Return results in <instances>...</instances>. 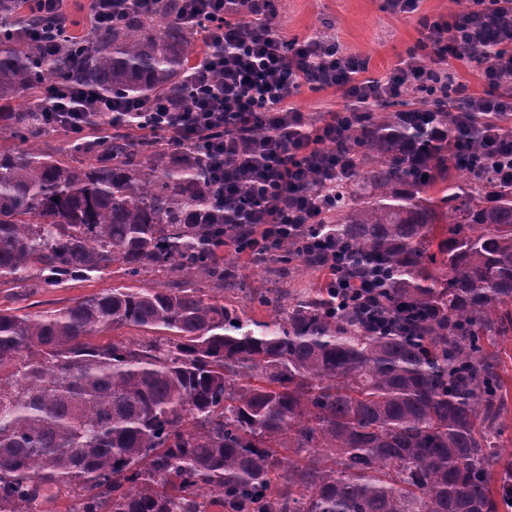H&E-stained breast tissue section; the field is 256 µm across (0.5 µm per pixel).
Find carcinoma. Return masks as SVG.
I'll return each instance as SVG.
<instances>
[{
  "mask_svg": "<svg viewBox=\"0 0 512 512\" xmlns=\"http://www.w3.org/2000/svg\"><path fill=\"white\" fill-rule=\"evenodd\" d=\"M30 0H0V121L25 146L0 151V287L121 284L62 309H0V512H500L512 453L498 338L512 333V186L468 179L470 158L423 126L378 112L349 144L321 233L354 272L381 274L393 316L326 288L259 321L202 284L240 291L217 259L214 187L202 150L136 142L91 114L97 137L40 152L56 82L184 112L195 31L179 0L127 12L91 37ZM54 40L45 50L33 35ZM24 99L22 108L13 102ZM278 264L306 257L273 247ZM178 277L141 288L147 270ZM134 327L133 343L99 335ZM286 448L288 483L275 477Z\"/></svg>",
  "mask_w": 512,
  "mask_h": 512,
  "instance_id": "carcinoma-1",
  "label": "carcinoma"
}]
</instances>
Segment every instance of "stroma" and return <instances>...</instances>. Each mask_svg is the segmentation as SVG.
<instances>
[{
  "label": "stroma",
  "instance_id": "1",
  "mask_svg": "<svg viewBox=\"0 0 512 512\" xmlns=\"http://www.w3.org/2000/svg\"><path fill=\"white\" fill-rule=\"evenodd\" d=\"M424 15L451 17L449 0H419L416 12L404 15L389 13L384 0H279L275 23L278 32L290 39L303 40L316 32L335 39L344 54L367 61L368 77L381 79L416 45ZM290 104L315 122L349 106L339 88L310 85L302 86ZM240 274L249 294L230 293L226 299L259 320L267 317L259 303L261 295L290 298L324 281L323 273L301 264L285 270L255 257L244 260ZM111 285V277L106 276L74 281L64 288H0V308L19 307L38 314L71 305Z\"/></svg>",
  "mask_w": 512,
  "mask_h": 512
}]
</instances>
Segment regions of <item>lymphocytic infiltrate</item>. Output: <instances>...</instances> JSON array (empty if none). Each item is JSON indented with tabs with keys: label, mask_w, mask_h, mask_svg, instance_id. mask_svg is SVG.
Instances as JSON below:
<instances>
[{
	"label": "lymphocytic infiltrate",
	"mask_w": 512,
	"mask_h": 512,
	"mask_svg": "<svg viewBox=\"0 0 512 512\" xmlns=\"http://www.w3.org/2000/svg\"><path fill=\"white\" fill-rule=\"evenodd\" d=\"M184 18L198 28L207 51L188 76L190 109L153 112L150 103L99 96L90 88L59 83L47 87L49 125L84 134L85 112L107 115L113 125L130 115L147 117L137 129L145 136L169 131L180 147L205 143L218 195L214 210L228 224H249L248 248L267 254L281 241L312 231L310 246L328 243L314 233L325 223L339 179L350 178L356 160L342 150L354 122L372 102L397 99L409 91L443 87L458 95L457 124L436 128L467 153L470 123L483 119L481 151L512 182V0H473L454 20L422 18V37L385 80L365 77L364 61L342 54L336 41H299L276 33L275 0H182ZM468 57L483 64L487 88L467 93L441 69L446 58ZM342 89L351 105L312 123L290 99L305 84Z\"/></svg>",
	"instance_id": "lymphocytic-infiltrate-1"
}]
</instances>
